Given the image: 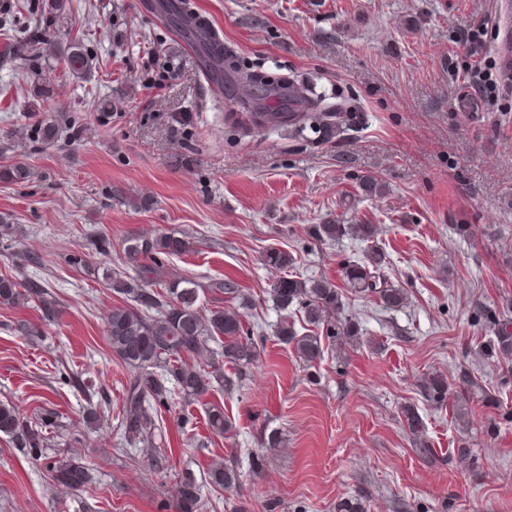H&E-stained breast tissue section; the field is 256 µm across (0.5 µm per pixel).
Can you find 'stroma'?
Returning a JSON list of instances; mask_svg holds the SVG:
<instances>
[{"instance_id": "35a3bbf8", "label": "stroma", "mask_w": 512, "mask_h": 512, "mask_svg": "<svg viewBox=\"0 0 512 512\" xmlns=\"http://www.w3.org/2000/svg\"><path fill=\"white\" fill-rule=\"evenodd\" d=\"M7 2L36 21L32 37L79 38L93 69L73 78L0 31V173L18 161L34 173L0 176V216L16 228L0 240V274L45 280L62 310L41 336L24 337L15 324L39 323L35 308L0 307V401L29 417L55 411L65 433L41 461L0 435V512H174L178 472L203 475L215 458L240 483L203 485L204 512H336L351 496L365 512H512V372L481 352L491 335L482 313L512 318V96L469 86L459 43L491 16L483 67L496 73L512 0H194L241 66L315 76L327 98L363 113L362 126L323 141L309 130L247 129L235 86L215 94L143 0H72L61 16L45 15L42 0ZM107 100L111 111H101ZM61 118L81 139L3 137ZM368 174L383 194L365 196ZM328 221L379 225L374 246L408 299L389 309L344 291L363 334L308 369L275 337L284 313L270 289L281 272L264 254L288 251L293 275L342 284L366 246L313 239L310 226ZM153 228L191 241L172 259L183 273L237 282L265 345L258 365L225 366L233 390L175 399L152 443L130 444L116 428L130 371L104 334L122 299L65 257L105 234L123 270V239ZM33 253L42 264L28 263ZM464 371L497 391L500 408L474 394L459 418L424 399L427 373L453 384ZM98 387L104 417L90 430L82 410ZM213 403L233 425L221 436L207 422ZM405 405L421 416V437L406 428ZM273 435L279 447L268 446ZM153 448L173 449L167 469L149 471ZM68 452L93 472L86 491L51 481L48 461Z\"/></svg>"}]
</instances>
